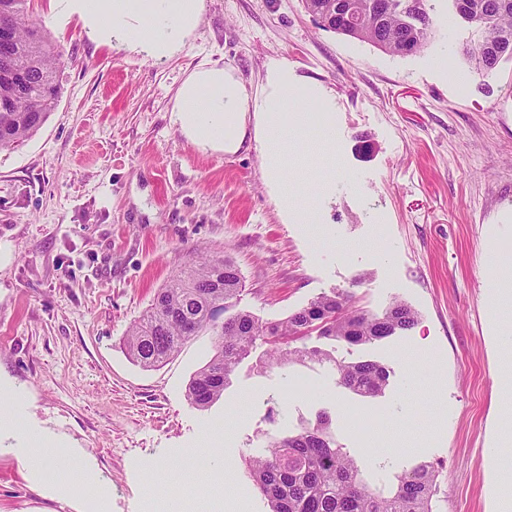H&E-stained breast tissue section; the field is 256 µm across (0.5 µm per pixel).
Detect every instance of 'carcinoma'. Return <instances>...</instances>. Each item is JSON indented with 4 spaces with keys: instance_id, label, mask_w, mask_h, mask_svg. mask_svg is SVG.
Returning <instances> with one entry per match:
<instances>
[{
    "instance_id": "carcinoma-1",
    "label": "carcinoma",
    "mask_w": 512,
    "mask_h": 512,
    "mask_svg": "<svg viewBox=\"0 0 512 512\" xmlns=\"http://www.w3.org/2000/svg\"><path fill=\"white\" fill-rule=\"evenodd\" d=\"M358 27L333 31L368 41L392 54H404L406 43L420 51L435 36L430 0H356ZM454 13L475 25L477 42L468 50L471 72L493 69L512 58V0H449ZM319 15L341 11L344 0H303ZM0 22L13 33L12 44L0 46V151L13 150L37 132L58 100L56 83L60 52L40 30L28 0H0ZM23 76L17 89L13 78ZM245 288L240 270L224 257L203 253L175 274L160 290L124 339L129 357L145 369L162 365L191 337L210 332L217 337L215 354L188 383L187 398L200 408L218 400L243 359L259 346L267 364L293 359L323 361L328 354L306 346L313 336L349 344H372L414 325L415 312L399 300L381 315L352 305L351 295H322L286 318L261 321L239 307ZM224 321L217 323V314ZM339 382L366 397L382 394L384 366L375 361L335 362ZM247 469L269 512H437L439 473L421 464L394 476L387 490L364 482L355 460L336 446L331 417L322 413L311 427L288 436H272L265 454L251 457Z\"/></svg>"
}]
</instances>
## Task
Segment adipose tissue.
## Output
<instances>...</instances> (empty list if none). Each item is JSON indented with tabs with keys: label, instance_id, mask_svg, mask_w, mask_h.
I'll return each mask as SVG.
<instances>
[{
	"label": "adipose tissue",
	"instance_id": "adipose-tissue-1",
	"mask_svg": "<svg viewBox=\"0 0 512 512\" xmlns=\"http://www.w3.org/2000/svg\"><path fill=\"white\" fill-rule=\"evenodd\" d=\"M66 4L98 39L136 44L155 59L171 54L201 12V0H66ZM252 110L262 117L267 176L280 184L288 166L300 156L293 131L312 124L305 97L288 92L287 69L270 68L256 101L232 72L198 70L180 87L173 108L182 132L195 144L226 152L240 147L245 115Z\"/></svg>",
	"mask_w": 512,
	"mask_h": 512
}]
</instances>
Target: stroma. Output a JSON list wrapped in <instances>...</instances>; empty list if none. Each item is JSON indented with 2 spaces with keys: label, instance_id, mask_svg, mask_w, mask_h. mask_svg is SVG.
Returning a JSON list of instances; mask_svg holds the SVG:
<instances>
[{
  "label": "stroma",
  "instance_id": "1",
  "mask_svg": "<svg viewBox=\"0 0 512 512\" xmlns=\"http://www.w3.org/2000/svg\"><path fill=\"white\" fill-rule=\"evenodd\" d=\"M437 30L419 53L397 56L323 29L302 0H203L176 52L148 57L102 45L63 0H30L57 45L60 93L45 124L0 153V378L20 389L22 431L61 449L59 465L96 512H170V481L197 485L199 503L268 512L245 470L268 435L294 434L327 413L338 446L367 482L429 463L441 512H502L512 495V59L471 73L476 37L449 0H435ZM290 90L317 88L333 137L308 143L278 189L265 178L254 114L235 153L202 148L175 124L183 82L228 68L249 94L267 66ZM308 223L286 221L279 195ZM384 226V240L374 231ZM232 259L243 307L286 317L338 290L356 306L392 300L415 324L371 345L326 343L336 359L373 360L389 373L370 398L339 385L331 364L238 368L223 397L201 409L190 377L215 336L187 341L146 370L123 340L179 270L201 251ZM0 443V512H75L46 472ZM196 449L224 462V479L186 473ZM93 471L105 489L84 484Z\"/></svg>",
  "mask_w": 512,
  "mask_h": 512
}]
</instances>
